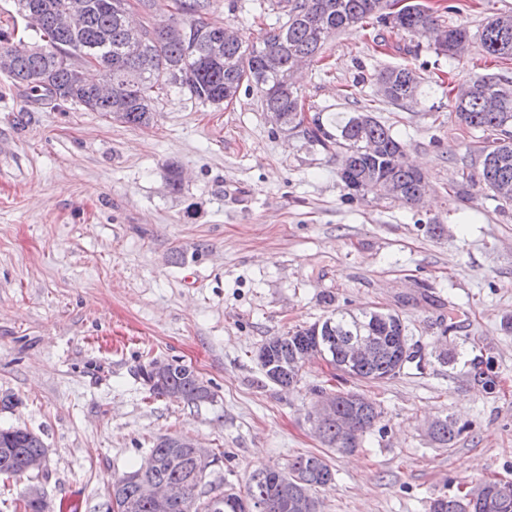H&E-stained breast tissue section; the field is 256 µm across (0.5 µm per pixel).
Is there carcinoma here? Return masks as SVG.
<instances>
[{
	"label": "carcinoma",
	"mask_w": 512,
	"mask_h": 512,
	"mask_svg": "<svg viewBox=\"0 0 512 512\" xmlns=\"http://www.w3.org/2000/svg\"><path fill=\"white\" fill-rule=\"evenodd\" d=\"M70 0H16L19 7H36L42 22L34 44L13 42L0 32V71L16 84L25 86L42 101L57 105L74 104L88 112L124 124L149 123L159 91L174 87L201 105H228L241 87L256 92L264 109L280 113L285 126L303 125V105L293 86L294 61L315 60L324 42L333 34L349 33L369 20L421 37L440 29L444 42L435 52L461 61L470 34L463 25L440 24V17L421 3L406 5L404 12L391 17L387 0H271L286 16L279 27L261 37L224 42V28L206 24L199 15L207 0H177L179 24L188 31L181 41H172L162 29L146 34L136 43L126 40L128 0H81L84 20L74 29L61 28L56 19ZM482 51L495 59L512 60V15L487 20L480 34ZM93 49L95 59L112 79V96L100 97L79 79L84 60L81 52ZM381 96L394 104H416L421 80L408 66L384 68L376 74ZM458 120L467 129L490 132L495 138L478 154V179L472 185L493 193L504 205H512V81L504 74L477 75L454 99ZM310 141L340 155L339 171L353 183L379 184L396 191V199L413 205L422 189L425 175L405 158L406 146L391 127L376 117L356 112H331L312 120L304 129ZM378 151L369 154L366 142ZM364 331L377 339L374 355L353 366L347 374L359 381H379L396 376L402 369L404 329L397 314L390 311L334 309L320 323L305 329L274 336L262 345L258 363L268 380L289 388L300 378V369L291 365L296 353L313 341L314 332L325 340L326 360L337 371L344 370L345 348L350 336ZM139 374L158 397L179 396L187 403L211 398L209 387L195 372L178 363L164 379H154L149 365ZM337 419L324 424L319 435L329 447L352 452L356 446L346 438L341 421L355 420L356 431L370 430L381 411L375 403L356 393L334 395ZM462 428L448 417L437 419L432 438L446 446ZM180 438L162 436L149 449L140 467L112 480L108 492L131 500L134 512H158L153 501L140 493V480L180 484L194 512H297L295 501L313 500L320 488L334 481L326 460L315 454L299 456L284 468L262 466L253 470L244 489L219 486L201 489L207 470L218 462L214 456L201 462L190 449L179 448ZM45 449L42 438L32 430L0 428V475L14 477L26 459ZM429 512H512V483L485 480L462 496H437L430 500Z\"/></svg>",
	"instance_id": "obj_1"
}]
</instances>
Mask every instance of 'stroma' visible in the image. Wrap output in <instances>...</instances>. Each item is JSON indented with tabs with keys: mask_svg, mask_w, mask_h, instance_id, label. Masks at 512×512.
Instances as JSON below:
<instances>
[{
	"mask_svg": "<svg viewBox=\"0 0 512 512\" xmlns=\"http://www.w3.org/2000/svg\"><path fill=\"white\" fill-rule=\"evenodd\" d=\"M420 2L474 38L512 14V0ZM203 19L252 39L284 21L269 0H211ZM398 65L421 77L417 104L377 91L375 74ZM495 72L512 78V63L485 61L476 41L458 63L379 25L328 38L297 81L307 117L391 125L430 185L415 206L345 201L335 152L272 124L249 90L215 108L169 88L149 125L131 126L39 100L0 72V427L26 426L47 447L42 473L0 480V512H18L33 483L52 512L75 491L80 512H108L112 477L165 435L212 450L216 486L323 456L336 481L318 491L320 512H428L431 497L512 482V206L477 186L453 193L483 136L448 100ZM335 308L399 314L412 361L360 382L316 358L291 389L268 381L262 344ZM154 358L191 366L211 398L153 395L139 367ZM478 369L496 390L474 381ZM328 384L382 408L353 452L308 420ZM443 416L463 428L447 447L428 433Z\"/></svg>",
	"mask_w": 512,
	"mask_h": 512,
	"instance_id": "stroma-1",
	"label": "stroma"
}]
</instances>
